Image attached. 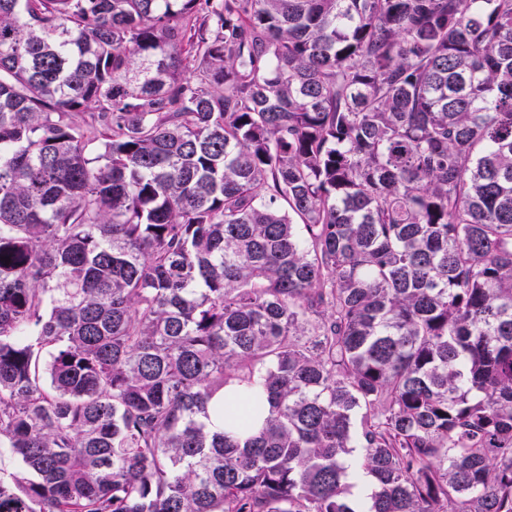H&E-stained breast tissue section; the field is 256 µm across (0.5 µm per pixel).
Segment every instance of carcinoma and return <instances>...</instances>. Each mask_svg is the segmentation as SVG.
<instances>
[{"mask_svg": "<svg viewBox=\"0 0 512 512\" xmlns=\"http://www.w3.org/2000/svg\"><path fill=\"white\" fill-rule=\"evenodd\" d=\"M6 451L0 512H512V0H0ZM267 408L261 414L253 412V403L250 392L244 387L230 386L224 390V416H213L216 426L224 427V431L238 433L239 424L246 420L251 424L252 432H256L262 425Z\"/></svg>", "mask_w": 512, "mask_h": 512, "instance_id": "obj_1", "label": "carcinoma"}]
</instances>
